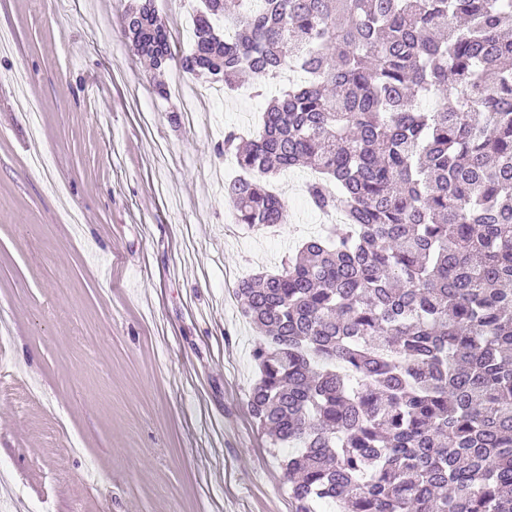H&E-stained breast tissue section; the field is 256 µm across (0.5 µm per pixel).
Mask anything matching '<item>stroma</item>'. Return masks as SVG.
<instances>
[{
  "mask_svg": "<svg viewBox=\"0 0 512 512\" xmlns=\"http://www.w3.org/2000/svg\"><path fill=\"white\" fill-rule=\"evenodd\" d=\"M135 0H0V512H292L247 406L258 334L236 282L319 231L236 223L224 129L258 127L255 76L186 124L124 36ZM177 63L199 0H154Z\"/></svg>",
  "mask_w": 512,
  "mask_h": 512,
  "instance_id": "35a3bbf8",
  "label": "stroma"
}]
</instances>
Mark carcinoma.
Listing matches in <instances>:
<instances>
[{
  "label": "carcinoma",
  "instance_id": "cac0c4a2",
  "mask_svg": "<svg viewBox=\"0 0 512 512\" xmlns=\"http://www.w3.org/2000/svg\"><path fill=\"white\" fill-rule=\"evenodd\" d=\"M194 26L185 73H297L216 146L236 223H288L267 181L303 167L345 214L235 291L292 512H512V0H201ZM126 30L173 59L154 4Z\"/></svg>",
  "mask_w": 512,
  "mask_h": 512
}]
</instances>
